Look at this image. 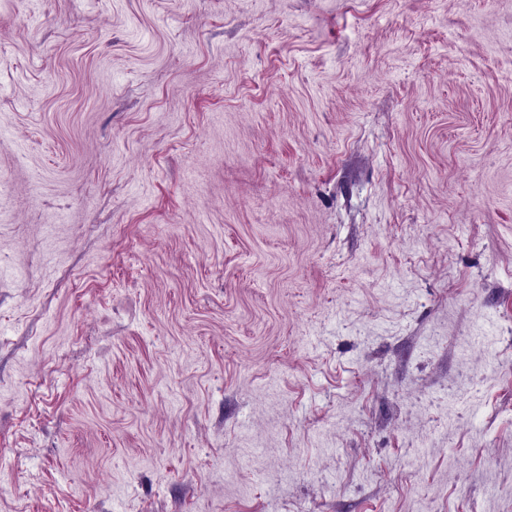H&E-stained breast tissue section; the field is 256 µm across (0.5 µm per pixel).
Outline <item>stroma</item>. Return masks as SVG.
Here are the masks:
<instances>
[{"mask_svg":"<svg viewBox=\"0 0 512 512\" xmlns=\"http://www.w3.org/2000/svg\"><path fill=\"white\" fill-rule=\"evenodd\" d=\"M0 512H512V0H0Z\"/></svg>","mask_w":512,"mask_h":512,"instance_id":"35a3bbf8","label":"stroma"}]
</instances>
